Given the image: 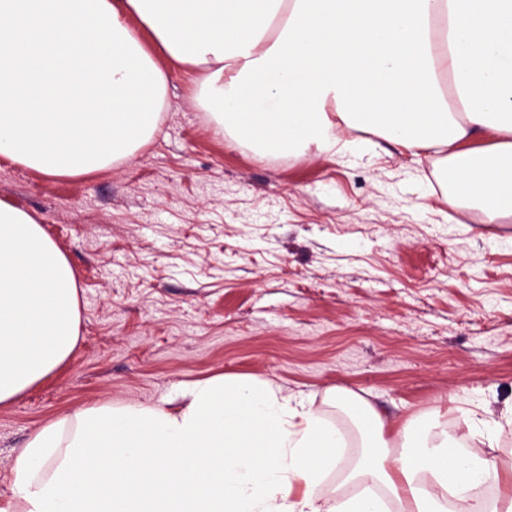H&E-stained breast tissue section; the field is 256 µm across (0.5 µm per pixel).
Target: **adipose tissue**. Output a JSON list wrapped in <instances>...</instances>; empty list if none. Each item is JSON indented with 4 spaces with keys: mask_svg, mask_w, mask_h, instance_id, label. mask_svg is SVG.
<instances>
[{
    "mask_svg": "<svg viewBox=\"0 0 512 512\" xmlns=\"http://www.w3.org/2000/svg\"><path fill=\"white\" fill-rule=\"evenodd\" d=\"M148 30L198 74L220 132L267 152L369 130L512 216V0H0V158L76 176L134 155L157 129L168 77ZM479 135L490 143L469 148ZM73 272L30 214L0 203V404L67 362L78 339ZM366 439L385 423L342 387ZM183 405L79 410L37 431L11 466L0 512H384L377 495L329 498L343 445L305 398L217 376ZM370 458L402 512H499L471 488L510 484L495 460L395 430Z\"/></svg>",
    "mask_w": 512,
    "mask_h": 512,
    "instance_id": "adipose-tissue-1",
    "label": "adipose tissue"
}]
</instances>
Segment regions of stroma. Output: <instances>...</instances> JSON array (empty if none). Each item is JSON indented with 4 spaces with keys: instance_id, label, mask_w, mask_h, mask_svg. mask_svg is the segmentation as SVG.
Returning a JSON list of instances; mask_svg holds the SVG:
<instances>
[{
    "instance_id": "1",
    "label": "stroma",
    "mask_w": 512,
    "mask_h": 512,
    "mask_svg": "<svg viewBox=\"0 0 512 512\" xmlns=\"http://www.w3.org/2000/svg\"><path fill=\"white\" fill-rule=\"evenodd\" d=\"M159 126L109 169L50 177L0 158V203L32 215L76 281L79 338L64 366L0 405V507L13 458L45 424L92 406H152L182 384L251 376L303 394L343 436L326 477L338 498L362 463L351 408L395 429L447 411L461 451L512 470V426L494 445L465 419L512 397V221L488 224L429 158L366 130L346 155L261 156L215 131L195 74L168 65ZM326 394L338 404L351 406L356 414L357 420L362 425V436L365 439L378 438L388 448L390 441L384 438L385 423L375 406L365 397L347 390L343 387H333L326 390ZM369 448L375 451L376 448Z\"/></svg>"
}]
</instances>
